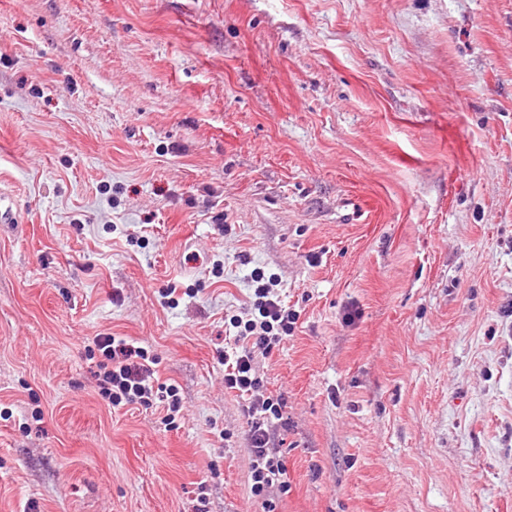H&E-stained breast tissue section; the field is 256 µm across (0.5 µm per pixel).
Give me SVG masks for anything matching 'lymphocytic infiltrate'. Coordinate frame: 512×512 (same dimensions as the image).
<instances>
[{"label": "lymphocytic infiltrate", "instance_id": "obj_1", "mask_svg": "<svg viewBox=\"0 0 512 512\" xmlns=\"http://www.w3.org/2000/svg\"><path fill=\"white\" fill-rule=\"evenodd\" d=\"M275 277L255 272L253 301L242 316L231 319L233 343L224 353V387L248 400L249 440L254 455L251 478L256 497L266 498L271 488L287 490L286 466L275 446L277 426L283 423L281 398L268 395L265 382L254 367V351H271L287 340L298 314L281 299ZM93 346L101 359L97 380L102 396L120 408L129 404L145 407L164 402L167 421L181 409L175 388L153 379L156 360L143 347L121 336H95Z\"/></svg>", "mask_w": 512, "mask_h": 512}]
</instances>
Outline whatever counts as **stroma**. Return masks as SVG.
<instances>
[{"label":"stroma","instance_id":"35a3bbf8","mask_svg":"<svg viewBox=\"0 0 512 512\" xmlns=\"http://www.w3.org/2000/svg\"><path fill=\"white\" fill-rule=\"evenodd\" d=\"M0 193V512H263L220 356L257 271L275 512H512V0H0ZM91 354L95 350L102 359L98 362V380L101 395L109 400L112 408L128 404H140L145 407L159 402H167L166 421L173 423L181 409V401L175 388L163 386L153 379L156 360L148 351L136 346L121 336L106 334L95 336Z\"/></svg>","mask_w":512,"mask_h":512}]
</instances>
